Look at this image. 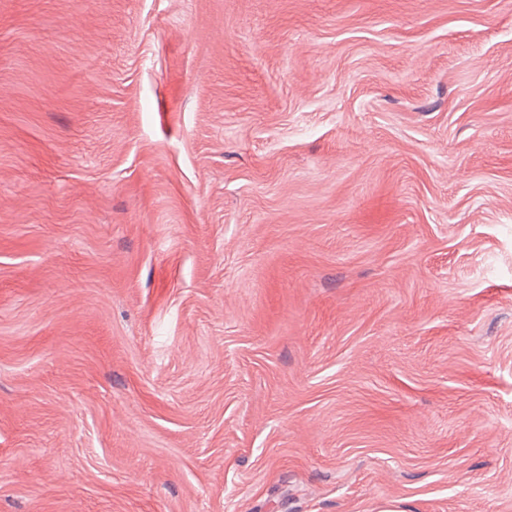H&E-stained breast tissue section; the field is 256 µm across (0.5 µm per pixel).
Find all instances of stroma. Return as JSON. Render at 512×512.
<instances>
[{"label": "stroma", "instance_id": "35a3bbf8", "mask_svg": "<svg viewBox=\"0 0 512 512\" xmlns=\"http://www.w3.org/2000/svg\"><path fill=\"white\" fill-rule=\"evenodd\" d=\"M0 512H512V0H0Z\"/></svg>", "mask_w": 512, "mask_h": 512}]
</instances>
